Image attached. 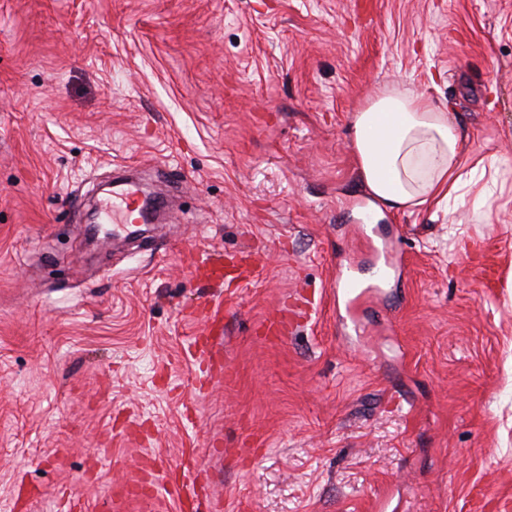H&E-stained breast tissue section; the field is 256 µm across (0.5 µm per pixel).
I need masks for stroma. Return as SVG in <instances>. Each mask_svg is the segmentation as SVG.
I'll return each mask as SVG.
<instances>
[{
	"label": "stroma",
	"instance_id": "obj_1",
	"mask_svg": "<svg viewBox=\"0 0 512 512\" xmlns=\"http://www.w3.org/2000/svg\"><path fill=\"white\" fill-rule=\"evenodd\" d=\"M383 85L452 100L501 171L486 223L374 214L396 268L357 338L348 124ZM123 171L176 221L90 243ZM241 248L251 280L193 277ZM207 334L227 375L187 355ZM187 465L198 512H512V0H0V512H180L112 487Z\"/></svg>",
	"mask_w": 512,
	"mask_h": 512
}]
</instances>
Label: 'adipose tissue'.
Returning <instances> with one entry per match:
<instances>
[{
    "label": "adipose tissue",
    "instance_id": "1",
    "mask_svg": "<svg viewBox=\"0 0 512 512\" xmlns=\"http://www.w3.org/2000/svg\"><path fill=\"white\" fill-rule=\"evenodd\" d=\"M351 142L365 189L381 204L398 210L462 203L474 194L486 204L487 171L495 157L478 158L463 170L468 130L452 119V106L399 86H383L352 112Z\"/></svg>",
    "mask_w": 512,
    "mask_h": 512
}]
</instances>
